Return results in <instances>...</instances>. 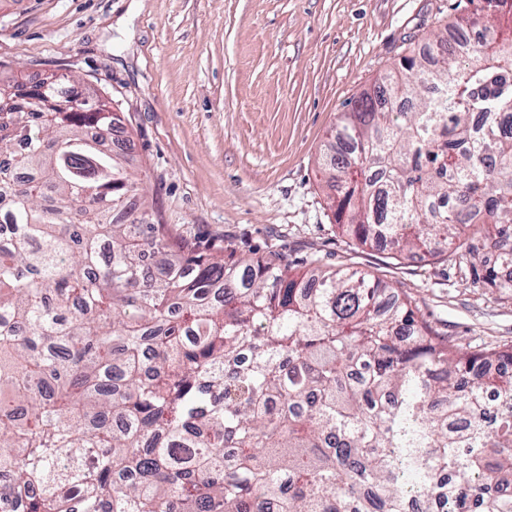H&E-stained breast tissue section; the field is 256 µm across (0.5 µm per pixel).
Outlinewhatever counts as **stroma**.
Returning a JSON list of instances; mask_svg holds the SVG:
<instances>
[{"mask_svg":"<svg viewBox=\"0 0 512 512\" xmlns=\"http://www.w3.org/2000/svg\"><path fill=\"white\" fill-rule=\"evenodd\" d=\"M454 0H0V78L76 76L125 115L127 151L174 237L350 268L412 296L449 340L512 344V298L456 263L352 249L319 161L347 103Z\"/></svg>","mask_w":512,"mask_h":512,"instance_id":"35a3bbf8","label":"stroma"}]
</instances>
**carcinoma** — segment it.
<instances>
[{
  "instance_id": "cac0c4a2",
  "label": "carcinoma",
  "mask_w": 512,
  "mask_h": 512,
  "mask_svg": "<svg viewBox=\"0 0 512 512\" xmlns=\"http://www.w3.org/2000/svg\"><path fill=\"white\" fill-rule=\"evenodd\" d=\"M454 10L341 114L333 216L512 297L481 261L512 264V0ZM75 86L0 81V512H512V345L453 344L361 274L173 239L108 144L124 113Z\"/></svg>"
}]
</instances>
